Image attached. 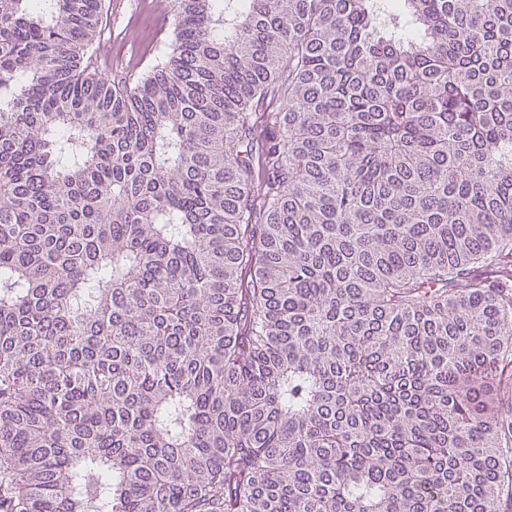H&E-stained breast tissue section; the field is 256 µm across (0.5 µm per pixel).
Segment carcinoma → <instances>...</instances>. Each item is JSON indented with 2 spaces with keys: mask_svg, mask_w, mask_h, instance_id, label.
<instances>
[{
  "mask_svg": "<svg viewBox=\"0 0 512 512\" xmlns=\"http://www.w3.org/2000/svg\"><path fill=\"white\" fill-rule=\"evenodd\" d=\"M0 0V512L512 504V0ZM121 1H126V6L120 15L112 13V38L105 47L112 44V55L121 58L129 72H112V80L126 73H142L159 60V50L168 46L173 30L174 0ZM121 1L114 2V6L120 7Z\"/></svg>",
  "mask_w": 512,
  "mask_h": 512,
  "instance_id": "obj_1",
  "label": "carcinoma"
}]
</instances>
